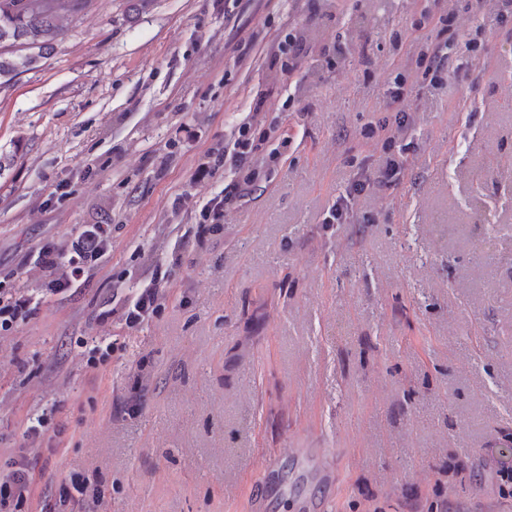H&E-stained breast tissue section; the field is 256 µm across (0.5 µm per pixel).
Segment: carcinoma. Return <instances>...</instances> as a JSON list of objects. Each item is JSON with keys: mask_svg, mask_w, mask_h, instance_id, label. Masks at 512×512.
Segmentation results:
<instances>
[{"mask_svg": "<svg viewBox=\"0 0 512 512\" xmlns=\"http://www.w3.org/2000/svg\"><path fill=\"white\" fill-rule=\"evenodd\" d=\"M86 0H0V88L37 68L60 34L59 19Z\"/></svg>", "mask_w": 512, "mask_h": 512, "instance_id": "obj_1", "label": "carcinoma"}]
</instances>
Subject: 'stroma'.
Here are the masks:
<instances>
[{"label": "stroma", "instance_id": "35a3bbf8", "mask_svg": "<svg viewBox=\"0 0 512 512\" xmlns=\"http://www.w3.org/2000/svg\"><path fill=\"white\" fill-rule=\"evenodd\" d=\"M414 0H87L0 88V289L34 297L0 338V478L37 461L62 512H512V17L477 16L442 88L416 85L414 150L374 176L387 77L416 69ZM314 52L270 92L272 39ZM351 50L337 58L336 40ZM263 101L291 128L247 197L198 221V173ZM108 247L59 290L62 262ZM52 251L51 263L38 259ZM156 284L135 327L123 301ZM122 348L86 365L93 340ZM45 418V434L27 428ZM323 449L324 471L292 456ZM275 455L270 488L255 487ZM368 187H370V184L357 183L351 191L342 198H339L336 201L335 209L331 210L329 217L325 219H328L327 224H335V221L336 224H344L343 221L346 218L348 208L356 202V197L360 196Z\"/></svg>", "mask_w": 512, "mask_h": 512}]
</instances>
